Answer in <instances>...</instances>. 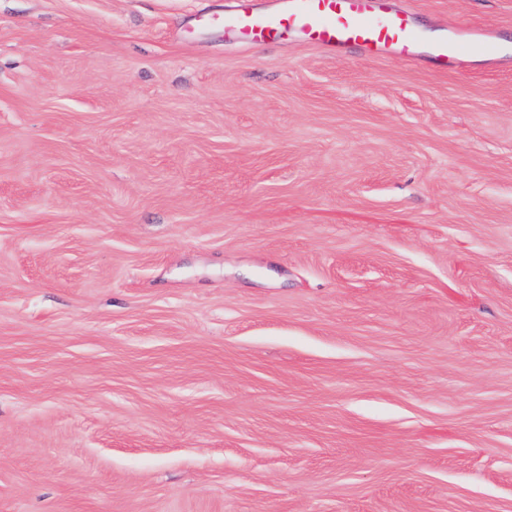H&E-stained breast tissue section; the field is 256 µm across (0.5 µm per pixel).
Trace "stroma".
<instances>
[{
    "label": "stroma",
    "instance_id": "35a3bbf8",
    "mask_svg": "<svg viewBox=\"0 0 512 512\" xmlns=\"http://www.w3.org/2000/svg\"><path fill=\"white\" fill-rule=\"evenodd\" d=\"M455 67L234 0H0V512H512V0Z\"/></svg>",
    "mask_w": 512,
    "mask_h": 512
}]
</instances>
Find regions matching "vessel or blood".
<instances>
[{
    "label": "vessel or blood",
    "mask_w": 512,
    "mask_h": 512,
    "mask_svg": "<svg viewBox=\"0 0 512 512\" xmlns=\"http://www.w3.org/2000/svg\"><path fill=\"white\" fill-rule=\"evenodd\" d=\"M220 23L252 45L296 36L332 54L358 46L374 57L409 62L425 57L441 67L456 59L463 39L493 56L499 50L494 32L476 26L455 28L445 37L424 41L412 14L391 0H272L271 7L262 11L253 9L251 0H236Z\"/></svg>",
    "instance_id": "vessel-or-blood-1"
}]
</instances>
